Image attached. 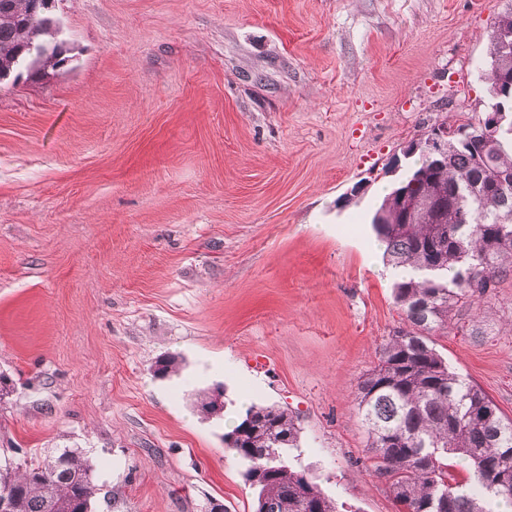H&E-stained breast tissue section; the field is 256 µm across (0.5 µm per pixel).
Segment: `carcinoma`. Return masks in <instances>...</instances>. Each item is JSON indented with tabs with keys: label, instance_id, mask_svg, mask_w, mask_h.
<instances>
[{
	"label": "carcinoma",
	"instance_id": "cac0c4a2",
	"mask_svg": "<svg viewBox=\"0 0 512 512\" xmlns=\"http://www.w3.org/2000/svg\"><path fill=\"white\" fill-rule=\"evenodd\" d=\"M31 0H0V80L36 79L59 67L70 52L50 12H30ZM512 12L490 34V105L512 77ZM476 118L439 124L453 143L439 163L420 152L393 183L371 224L389 264L406 274L393 287L402 326L376 347L377 362L359 382L356 406L367 429L371 473L385 482L399 512H488L486 498L512 503V420L479 389L448 368L433 332L464 328V310L512 273V197L469 188L512 173V117L490 142L469 138ZM434 198L439 212L402 224L398 194ZM298 417L286 409L251 405L224 434L225 447L246 465L258 487L255 512H337L306 471L285 455L298 447ZM471 468L472 487L452 481L448 455ZM93 464L79 449L0 467V499L11 512H92Z\"/></svg>",
	"mask_w": 512,
	"mask_h": 512
}]
</instances>
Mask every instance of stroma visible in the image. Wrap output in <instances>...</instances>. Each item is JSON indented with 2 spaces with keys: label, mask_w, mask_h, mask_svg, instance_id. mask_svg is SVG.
I'll list each match as a JSON object with an SVG mask.
<instances>
[{
  "label": "stroma",
  "mask_w": 512,
  "mask_h": 512,
  "mask_svg": "<svg viewBox=\"0 0 512 512\" xmlns=\"http://www.w3.org/2000/svg\"><path fill=\"white\" fill-rule=\"evenodd\" d=\"M511 10L55 0L69 62L0 82V460L83 450L94 512H254L223 435L274 405L339 512H396L357 464L356 388L402 323L370 222L406 141L486 111ZM469 320L435 347L512 419V276ZM217 384L224 413L202 418Z\"/></svg>",
  "instance_id": "35a3bbf8"
}]
</instances>
